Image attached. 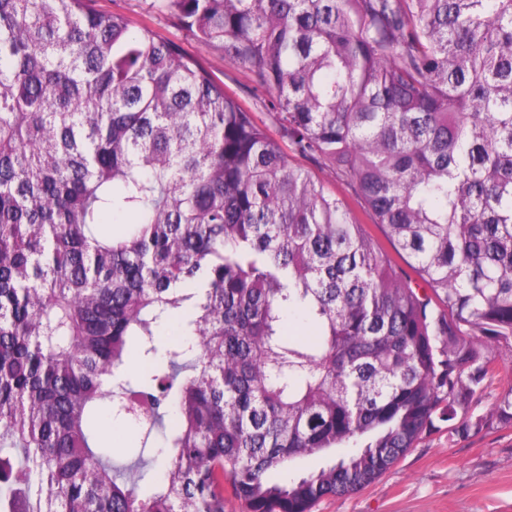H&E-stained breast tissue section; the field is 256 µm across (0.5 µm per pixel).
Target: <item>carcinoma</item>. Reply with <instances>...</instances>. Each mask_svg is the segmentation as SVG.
Masks as SVG:
<instances>
[{"mask_svg":"<svg viewBox=\"0 0 512 512\" xmlns=\"http://www.w3.org/2000/svg\"><path fill=\"white\" fill-rule=\"evenodd\" d=\"M149 8L263 96L92 0H0V512H224L227 486L311 512L434 419L468 433L500 373L482 343L512 347V0ZM283 142L335 166L428 290ZM295 312L313 335H284ZM102 410L172 448L152 495L143 457L100 450ZM493 413L512 423V389Z\"/></svg>","mask_w":512,"mask_h":512,"instance_id":"1","label":"carcinoma"}]
</instances>
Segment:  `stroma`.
<instances>
[{
	"label": "stroma",
	"mask_w": 512,
	"mask_h": 512,
	"mask_svg": "<svg viewBox=\"0 0 512 512\" xmlns=\"http://www.w3.org/2000/svg\"><path fill=\"white\" fill-rule=\"evenodd\" d=\"M100 13H121L133 27L152 28L171 39L242 101H250L256 79L226 61L223 51L198 42L173 16L149 9L146 0H94ZM512 387V373L497 377L485 390L477 408L480 429L467 437L452 435L445 422H436L412 448L378 480L346 497H327L312 512H512V425L492 412L498 397ZM99 442L118 461L148 444L157 462L140 484L148 492L162 476L170 450L161 437L145 427L100 417Z\"/></svg>",
	"instance_id": "stroma-1"
}]
</instances>
